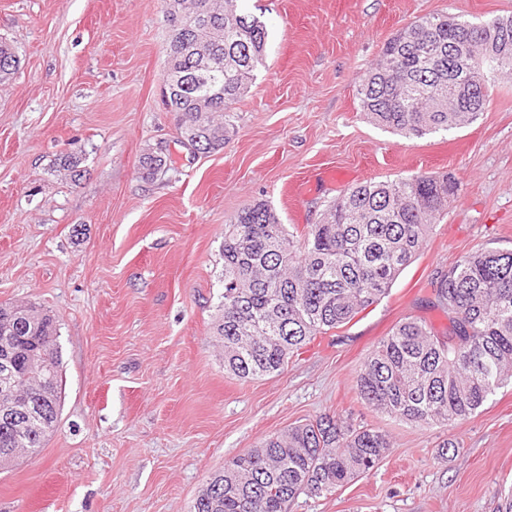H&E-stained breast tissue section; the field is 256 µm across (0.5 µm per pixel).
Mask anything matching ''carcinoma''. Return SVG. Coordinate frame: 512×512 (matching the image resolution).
<instances>
[{
	"instance_id": "1",
	"label": "carcinoma",
	"mask_w": 512,
	"mask_h": 512,
	"mask_svg": "<svg viewBox=\"0 0 512 512\" xmlns=\"http://www.w3.org/2000/svg\"><path fill=\"white\" fill-rule=\"evenodd\" d=\"M168 64L189 73L197 49L224 62L201 90L165 99L181 138L202 153L224 148V113L246 94L265 66L268 31L236 0H191L165 16ZM383 54L393 67L366 71L359 104L374 124L410 139L476 121L489 98L486 72L512 69V16L475 23L436 14L399 30ZM19 67L14 49L0 42V80ZM478 80L480 99L456 101L461 81ZM173 166L157 151L140 160L152 180ZM444 175L414 174L367 181L344 190L322 222L303 231L281 224L263 201L224 225V294L215 335L224 346V370L251 380L275 374L304 346L349 324L385 298L400 273L426 245L437 216L455 202ZM432 304L448 315V331L407 317L364 360L356 380L361 402L423 427L450 426L479 409L512 378V250L481 249L436 272ZM55 316L34 306L0 305V341L18 349L9 374L33 402L23 436L0 417V464L13 465L21 448L44 447L61 415V356ZM391 447L386 434L349 418L325 415L264 439L208 475L192 512H287L302 493L330 495L371 472Z\"/></svg>"
}]
</instances>
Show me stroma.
<instances>
[{
    "label": "stroma",
    "instance_id": "stroma-1",
    "mask_svg": "<svg viewBox=\"0 0 512 512\" xmlns=\"http://www.w3.org/2000/svg\"><path fill=\"white\" fill-rule=\"evenodd\" d=\"M238 5L266 24V63L225 114L223 149L201 153L163 103L162 0H0V40L20 59L0 82V304L55 315L63 382L44 448L0 470V512H190L226 461L323 414L391 447L369 475L288 512H497L512 491V383L448 428L371 411L356 379L404 318L447 330L426 291L437 270L512 249V73H489L476 123L415 140L369 122L358 88L403 26L512 15V0ZM158 146L175 165L144 180ZM74 153L77 181L63 168ZM415 173L451 177L457 199L389 295L281 373L227 374L213 333L225 224L262 200L301 229L356 183Z\"/></svg>",
    "mask_w": 512,
    "mask_h": 512
}]
</instances>
